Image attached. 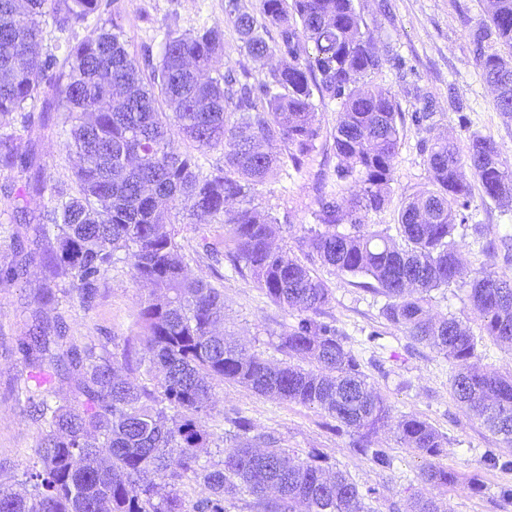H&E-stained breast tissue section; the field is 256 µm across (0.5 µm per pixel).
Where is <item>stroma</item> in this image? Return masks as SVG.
Returning a JSON list of instances; mask_svg holds the SVG:
<instances>
[{"label":"stroma","mask_w":512,"mask_h":512,"mask_svg":"<svg viewBox=\"0 0 512 512\" xmlns=\"http://www.w3.org/2000/svg\"><path fill=\"white\" fill-rule=\"evenodd\" d=\"M367 27L380 40L381 69L372 74L373 84L395 93L406 120L395 160L392 197L387 209L367 215L376 229L395 226L402 203L428 183L423 144L449 137L466 147L472 135L494 138L504 157L512 161V120H505L494 105L474 56L472 33L484 18L486 0H354ZM103 17L125 31L127 48L135 56L158 54L162 28L177 23L188 30L205 22L224 31V66L244 68L263 78L271 62L241 54L238 35L224 13V0H103ZM433 101L431 122L416 126L412 112L425 101ZM340 105L319 104L317 117L323 136L318 148L300 171L284 162L254 191V203L273 209L279 220L277 244L291 256L316 269L330 292L323 321L333 324L348 347L358 354L362 370L375 392L391 407L393 418L415 415L428 421L448 441L441 462L460 474L476 479L480 491L449 488L438 496L443 512H512V502L501 496L512 488V469L489 466L486 451L512 460V445L488 431L480 420L455 400L450 385V365L437 350L413 342L382 315L384 296L364 287L359 276L339 273L322 266L306 244L316 222L319 192L336 187V157L332 134ZM64 115L50 112L44 128L32 137L31 147L45 173L58 183L73 181L75 159L66 152ZM468 222L459 226L455 238L469 274L495 271L512 276V262L503 252L489 253L485 243L497 239L512 226V210L506 211L474 189ZM481 225L475 235L473 225ZM190 276L221 280L224 288V331L228 338L249 349L277 359L273 345L291 325L292 318L257 288L250 275L235 273L224 257L225 228L220 220L205 218L178 227ZM47 247L37 222L0 225V267L18 259L20 253L40 254ZM52 275L32 262L17 280L0 285V462L24 469L32 458L41 430L28 405L19 401L17 389L31 376V368L19 349L36 314L51 318L62 315L69 335L80 343H102L135 338L141 290L132 278L128 261L115 263L99 281V295L91 308L78 302L42 303V288L53 284ZM431 314L452 315L463 321L474 335H481L468 299V289L459 284L432 291ZM211 437L202 459L218 461L224 435V410L239 408L256 432L279 439L299 461L317 449L327 457L332 470L348 474L360 487L378 488L377 498L368 500L371 512H406L407 499L422 487V458L403 445L392 431L379 436L393 457L391 469L380 470L356 454L348 434L327 430L321 410L270 399L224 383L212 389Z\"/></svg>","instance_id":"35a3bbf8"}]
</instances>
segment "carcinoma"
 Instances as JSON below:
<instances>
[{
	"label": "carcinoma",
	"instance_id": "carcinoma-1",
	"mask_svg": "<svg viewBox=\"0 0 512 512\" xmlns=\"http://www.w3.org/2000/svg\"><path fill=\"white\" fill-rule=\"evenodd\" d=\"M488 5L474 54L485 83H502L495 107L512 120V0ZM225 11L241 51L279 58L264 78L251 82L243 71L214 65L224 55V31L214 25L182 31L165 24L157 60L141 63L124 31L107 27L102 0H24L20 8L0 0V167L29 173L35 160L20 150L22 134L51 108L67 113L64 146L78 158L73 185L53 183L42 171L32 184L47 198L42 261L65 277L43 289L42 300L60 294L91 307L120 253L135 283L149 288L136 319L142 354L134 360L126 346L110 350L111 338L76 344L60 315L51 327L33 325L21 342L32 368L78 366L84 380L63 403L47 399L44 382L21 387L43 434L22 474L0 464V512H229L240 503L252 512H295L298 503L307 512H370L366 500L377 488L362 490L342 471L325 473L318 450L293 463L277 438L254 433L235 407L224 410L230 429L223 460L200 462L215 381L320 409L326 426L351 434L353 450L381 470L393 459L376 437L392 430L425 460V485L440 493L464 484L478 489L438 463L448 441L430 423L392 420L358 356L319 319L331 299L326 283L273 246L278 219L253 205L255 186L279 162L266 146L284 143L297 170L316 150V94L340 103L336 190L317 198L315 220L328 230L312 233L308 247L322 265L372 279L387 298L386 320L442 352L457 401L512 442V372L475 368L483 338L427 307L432 291L465 282L454 232L465 224L471 180L511 209L512 163L489 136H472L464 151L449 139L423 146L429 185L403 203L395 241L364 218L391 201L403 114L391 90L368 81L382 55L354 0H259L256 14L227 0ZM83 25L91 34L72 42L69 33ZM49 26L62 34L59 56L44 51ZM493 41L511 53L502 55ZM181 138L200 152L222 149L224 167L203 172L198 157L178 146ZM181 213L222 219L235 268L295 319L274 344L280 362L224 336V290L187 274L175 230ZM469 285L484 335L512 348V278L485 272ZM119 358L153 375V384L120 375ZM187 481L203 486L189 505L181 494ZM407 508L441 512L437 497L421 491L410 494Z\"/></svg>",
	"mask_w": 512,
	"mask_h": 512
}]
</instances>
